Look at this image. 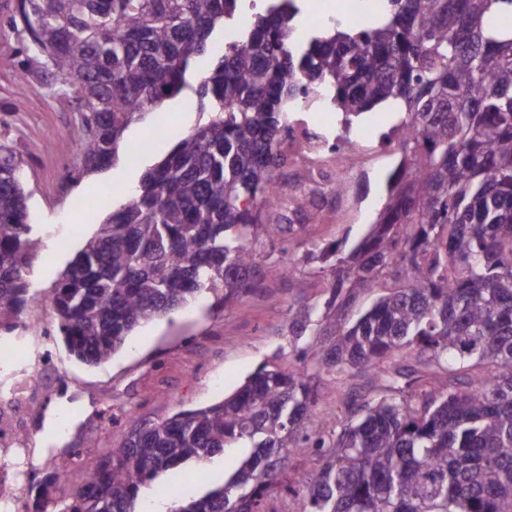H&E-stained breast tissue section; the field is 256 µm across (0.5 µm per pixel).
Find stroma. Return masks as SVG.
Returning <instances> with one entry per match:
<instances>
[{
    "instance_id": "obj_1",
    "label": "stroma",
    "mask_w": 512,
    "mask_h": 512,
    "mask_svg": "<svg viewBox=\"0 0 512 512\" xmlns=\"http://www.w3.org/2000/svg\"><path fill=\"white\" fill-rule=\"evenodd\" d=\"M357 2L304 0L295 24L299 32H308L335 15H349ZM16 7L17 0H0V142L11 146L22 162L30 218L44 238L31 277L38 300L26 313L47 319L52 289L85 240L124 202L144 168L164 157L177 135L205 122L206 116L189 97L168 101L162 120L169 133H158L155 123L148 122L131 126L124 136L129 147L144 149L138 165L120 162L65 184L67 170L77 163L76 103L60 81L32 78L21 83L29 39L22 27L7 23ZM357 151V160L346 168L332 157L312 161L283 152L277 180L284 194H294L310 170H317L310 203L321 211L322 221L309 224L304 213H289L297 232L288 245L258 244L261 264L279 268L261 291L229 306L214 295L201 296L137 329L121 352L97 366L75 360L63 343L19 340L15 352L0 359V389L9 390L22 379L31 384L18 408L0 410L15 426L12 442L0 446L6 468L26 475L28 482L49 471L95 465L126 438L127 413L154 423L218 402L259 367H288L296 345L316 343L310 334L294 340L289 327V306L318 305L326 297V275L306 263L304 253L313 242L364 236L399 161L395 151L375 138L360 141ZM340 177L349 189L338 196L331 188ZM45 350L57 361L53 369L40 367ZM248 454L245 448H229L205 468L189 464L170 469L161 482L175 487L182 498H197L222 484ZM27 482L14 492L21 507L32 501Z\"/></svg>"
}]
</instances>
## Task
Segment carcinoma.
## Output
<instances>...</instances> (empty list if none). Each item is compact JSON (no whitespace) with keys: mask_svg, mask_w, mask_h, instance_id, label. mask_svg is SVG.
Instances as JSON below:
<instances>
[{"mask_svg":"<svg viewBox=\"0 0 512 512\" xmlns=\"http://www.w3.org/2000/svg\"><path fill=\"white\" fill-rule=\"evenodd\" d=\"M26 0L36 53L81 102L80 164L69 181L140 157L125 131L190 89L208 119L146 168L57 281L53 340L99 365L142 324L212 293L228 306L278 274L256 245L294 231L265 219L290 113L316 99L344 126L389 100L400 154L380 222L347 245L307 249L329 271L321 307L290 309L291 332L320 341L293 370L260 367L223 400L132 423L93 467L47 473L29 512H135L142 489L232 446L252 452L222 485L174 512H263L291 490V456L324 458L303 512H512V0H379L378 19L297 32L298 0H265L246 29L243 0ZM231 30L230 40L218 33ZM0 336L37 299L44 246L28 222L23 170L0 144ZM394 287L365 309L357 297ZM415 356L405 386L396 359ZM372 374L384 394L348 396L328 416L319 381ZM67 497H54L60 478Z\"/></svg>","mask_w":512,"mask_h":512,"instance_id":"carcinoma-1","label":"carcinoma"}]
</instances>
